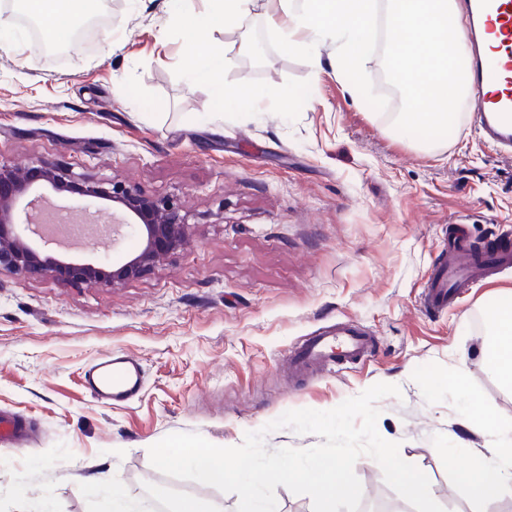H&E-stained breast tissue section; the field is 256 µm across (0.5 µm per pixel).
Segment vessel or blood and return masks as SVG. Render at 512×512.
I'll return each instance as SVG.
<instances>
[{"instance_id": "vessel-or-blood-1", "label": "vessel or blood", "mask_w": 512, "mask_h": 512, "mask_svg": "<svg viewBox=\"0 0 512 512\" xmlns=\"http://www.w3.org/2000/svg\"><path fill=\"white\" fill-rule=\"evenodd\" d=\"M471 48L461 75L470 90V104L481 136L501 153L512 157V0H469ZM491 257L473 256L466 240L454 238L447 258L435 266L421 305L440 313L463 289L492 281L500 268L512 265V244L494 243ZM375 346V338L353 326L333 325L305 338L292 352L295 373L342 360H362ZM87 390L101 404L132 401L144 377L139 360L124 352H107L84 373ZM27 425L0 413V444L24 448Z\"/></svg>"}]
</instances>
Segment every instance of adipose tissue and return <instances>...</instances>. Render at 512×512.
<instances>
[{
	"label": "adipose tissue",
	"instance_id": "ef3b65f1",
	"mask_svg": "<svg viewBox=\"0 0 512 512\" xmlns=\"http://www.w3.org/2000/svg\"><path fill=\"white\" fill-rule=\"evenodd\" d=\"M255 0H211L208 8L193 15L190 29L198 36L200 50L187 67L189 79L220 87L229 58L211 50L210 37L219 28H244ZM21 7L40 19L41 35L53 44L69 26L60 0H20ZM385 10L388 35L387 60L408 101L397 113V126L436 131L448 125V103L460 98L466 87L456 77L464 54L466 30L457 0H265L266 16L289 50H317L326 44L336 77L355 96L363 90V72L378 10ZM489 327L484 358L501 383L512 387V298L486 309ZM473 417L497 433L491 446L465 453L461 470L467 495L480 505L512 498V437L499 435V426L483 410Z\"/></svg>",
	"mask_w": 512,
	"mask_h": 512
}]
</instances>
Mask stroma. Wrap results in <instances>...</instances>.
I'll list each match as a JSON object with an SVG mask.
<instances>
[{
	"instance_id": "stroma-1",
	"label": "stroma",
	"mask_w": 512,
	"mask_h": 512,
	"mask_svg": "<svg viewBox=\"0 0 512 512\" xmlns=\"http://www.w3.org/2000/svg\"><path fill=\"white\" fill-rule=\"evenodd\" d=\"M111 21L87 48L54 55L0 0V161L45 159L77 174L118 178L177 198L189 245L114 288L0 273V412L30 427L26 449L0 445V512H111L113 495L138 512L185 497L236 512L237 495L168 477L149 449L195 432L242 444L284 412L326 411L377 383V430L426 472L446 512H473L457 478L463 449L492 435L480 407L512 426V390L484 364L485 309L512 294V265L434 316L421 306L450 233L472 245L512 228V161L474 129L467 100L434 133L397 132L393 80L372 35L365 99L336 79L329 46L286 50L256 7L246 32L214 34L216 51L261 38V59L234 57L223 83L259 102L225 109L209 84L188 81L186 27L202 0H99ZM292 94L282 104V90ZM378 338L370 362L293 378L288 351L338 323ZM135 355L145 382L105 406L83 373L109 351ZM364 495L414 512L380 466L356 462ZM99 487L88 491L86 477Z\"/></svg>"
}]
</instances>
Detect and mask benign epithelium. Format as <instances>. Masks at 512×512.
<instances>
[{"instance_id": "benign-epithelium-1", "label": "benign epithelium", "mask_w": 512, "mask_h": 512, "mask_svg": "<svg viewBox=\"0 0 512 512\" xmlns=\"http://www.w3.org/2000/svg\"><path fill=\"white\" fill-rule=\"evenodd\" d=\"M50 190L76 201H107L134 217L142 238L131 258L108 265L46 254L41 225L32 220L34 195ZM191 234L180 206L167 197L141 194L122 180L98 181L38 160L23 169L0 162V272L40 274L64 283L114 288L140 278L180 251Z\"/></svg>"}]
</instances>
